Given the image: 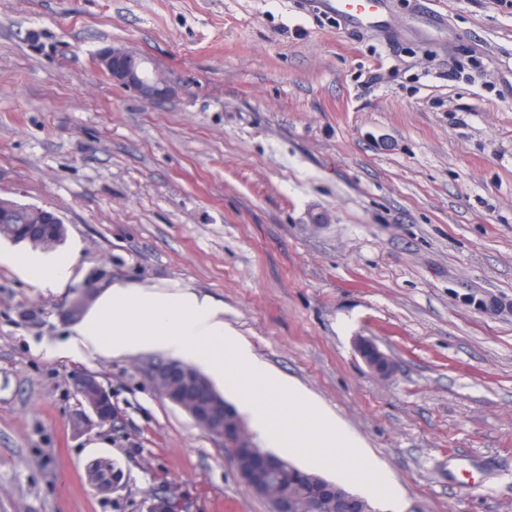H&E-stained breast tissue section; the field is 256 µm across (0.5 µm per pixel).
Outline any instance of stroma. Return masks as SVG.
Returning <instances> with one entry per match:
<instances>
[{"mask_svg": "<svg viewBox=\"0 0 512 512\" xmlns=\"http://www.w3.org/2000/svg\"><path fill=\"white\" fill-rule=\"evenodd\" d=\"M386 2L365 30L311 0H0V198L57 212L76 253L60 293L0 265V512H270L151 387L158 353L47 358L94 271L222 301L403 512H512V0ZM113 46L175 93L112 82ZM84 370L119 418L78 434ZM355 350L374 375L388 378L394 373L395 366L392 359L372 339L357 338ZM89 471L94 472L100 480L110 484L113 480L120 478V473L118 470L115 469L114 464L112 461L108 459H99L96 462L92 463L88 467ZM105 485L103 487L96 485V490L99 493H109L111 491H114L117 488V485L115 483H112V485Z\"/></svg>", "mask_w": 512, "mask_h": 512, "instance_id": "35a3bbf8", "label": "stroma"}]
</instances>
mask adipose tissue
Returning <instances> with one entry per match:
<instances>
[{
    "instance_id": "adipose-tissue-1",
    "label": "adipose tissue",
    "mask_w": 512,
    "mask_h": 512,
    "mask_svg": "<svg viewBox=\"0 0 512 512\" xmlns=\"http://www.w3.org/2000/svg\"><path fill=\"white\" fill-rule=\"evenodd\" d=\"M72 252L21 251L0 254L32 285L60 291L74 274ZM160 352L208 373L228 390L242 393V408L270 447L304 469L330 466L338 482L357 481L370 498L399 499L388 471L363 440L336 413L292 380L266 367L237 332L224 323V305L189 288H157L110 283L98 288L69 336L46 349L48 356L75 360ZM288 400L289 410L271 407L247 394V382Z\"/></svg>"
}]
</instances>
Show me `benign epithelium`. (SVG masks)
I'll list each match as a JSON object with an SVG mask.
<instances>
[{
  "label": "benign epithelium",
  "mask_w": 512,
  "mask_h": 512,
  "mask_svg": "<svg viewBox=\"0 0 512 512\" xmlns=\"http://www.w3.org/2000/svg\"><path fill=\"white\" fill-rule=\"evenodd\" d=\"M96 66L112 82L133 91L146 102L168 97L174 92V87L163 74L147 72L138 57L124 47H112L99 53ZM60 223L62 219L56 212L44 209L42 223L25 225L26 234L30 238L37 237L45 226ZM355 350L374 375L388 378L394 373L392 359L373 340L357 338ZM147 376L162 397L184 411L219 445L228 447L240 478L253 493L269 500L272 512H291L288 494L278 490L280 461L277 456L253 447L240 417L221 395L212 391L194 367L174 361H157L150 366ZM73 388L82 407L75 421L77 432L110 426L118 419L109 390L94 373L76 374ZM321 491L332 501L333 512H365L363 503L339 485L323 482ZM180 510L181 504L164 493L156 495L148 506V512Z\"/></svg>",
  "instance_id": "1"
}]
</instances>
